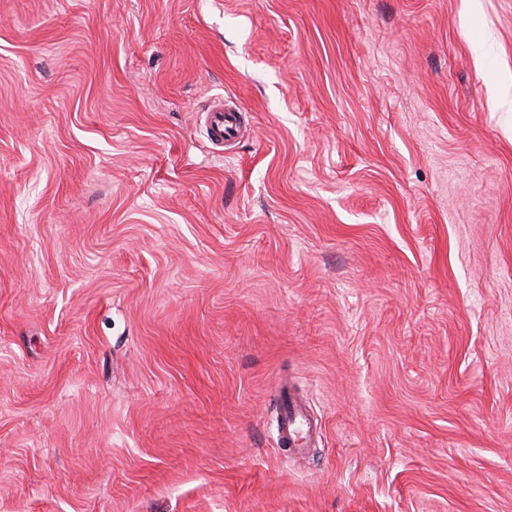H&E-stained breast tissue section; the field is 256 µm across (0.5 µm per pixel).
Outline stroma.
I'll return each mask as SVG.
<instances>
[{
    "instance_id": "obj_1",
    "label": "stroma",
    "mask_w": 512,
    "mask_h": 512,
    "mask_svg": "<svg viewBox=\"0 0 512 512\" xmlns=\"http://www.w3.org/2000/svg\"><path fill=\"white\" fill-rule=\"evenodd\" d=\"M0 512H512V0H0ZM241 109L224 106L223 100H214L207 111V132L212 140L224 143L235 140L241 131ZM307 427V420L304 412L297 408V406L289 405L280 422L278 429V441L282 446H294L288 448L293 452H300L306 444L303 440L306 439L309 428Z\"/></svg>"
}]
</instances>
